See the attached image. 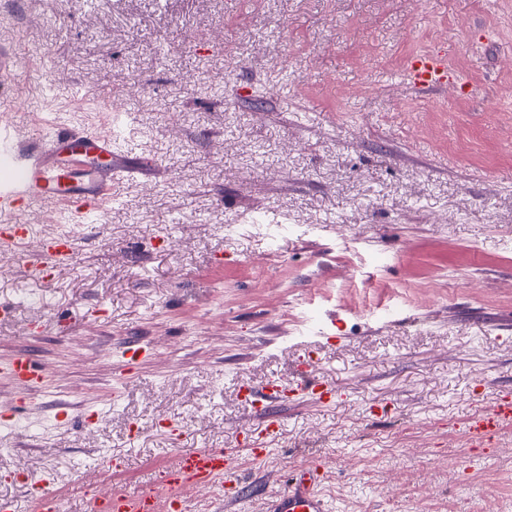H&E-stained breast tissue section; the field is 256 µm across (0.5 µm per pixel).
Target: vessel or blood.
Wrapping results in <instances>:
<instances>
[{
    "instance_id": "1",
    "label": "vessel or blood",
    "mask_w": 512,
    "mask_h": 512,
    "mask_svg": "<svg viewBox=\"0 0 512 512\" xmlns=\"http://www.w3.org/2000/svg\"><path fill=\"white\" fill-rule=\"evenodd\" d=\"M447 47L410 57L403 70V81L417 90L455 84L466 87L467 79L449 68ZM20 141L18 128H0V167L10 170L7 182L0 184V251L19 250L28 240L30 227L18 220L33 208H52L66 222L86 224L102 218L112 203V184L122 175L118 165L116 139L108 133L88 132L51 125L48 136L29 163L16 161ZM76 243L72 235L57 234L38 245L36 268L43 277L56 274L71 264ZM0 374L13 387V400L23 408L44 386V378L28 354L18 353L0 363ZM512 422V401L481 410L472 417L468 435L472 445L487 446L497 431ZM235 471L220 448H198L180 455L163 471L155 491L139 495L118 493L107 500H93L92 512H185L183 491L189 487L223 489ZM37 493L33 512H59L58 496L41 476L30 478ZM268 512H331L328 498L320 489L317 471L296 476L292 487L268 505Z\"/></svg>"
}]
</instances>
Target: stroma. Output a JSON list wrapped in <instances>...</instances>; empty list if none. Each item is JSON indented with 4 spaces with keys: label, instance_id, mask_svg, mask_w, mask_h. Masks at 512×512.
<instances>
[{
    "label": "stroma",
    "instance_id": "obj_1",
    "mask_svg": "<svg viewBox=\"0 0 512 512\" xmlns=\"http://www.w3.org/2000/svg\"><path fill=\"white\" fill-rule=\"evenodd\" d=\"M1 43L24 152L63 114L128 172L96 223L25 214L77 241L54 279L37 237L0 253V361L46 379L0 426V499L31 512L33 472L88 512L100 460L136 494L221 448L240 482L195 512H266L304 468L332 512H512V425L466 432L512 396V0H0ZM443 44L468 89H406ZM272 379L336 396L249 399ZM512 421V401L505 398L500 404L481 410L472 417L468 435L472 445L486 447L497 431Z\"/></svg>",
    "mask_w": 512,
    "mask_h": 512
}]
</instances>
